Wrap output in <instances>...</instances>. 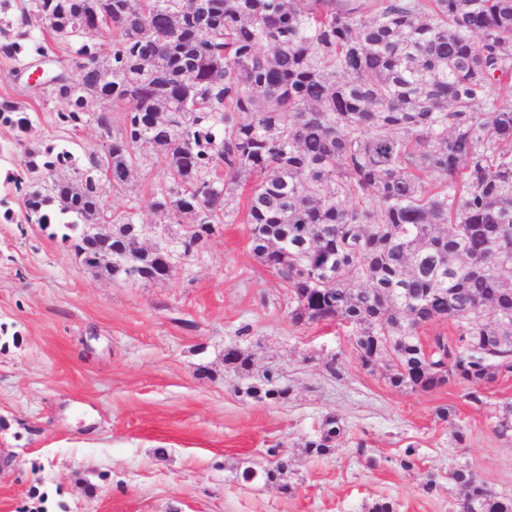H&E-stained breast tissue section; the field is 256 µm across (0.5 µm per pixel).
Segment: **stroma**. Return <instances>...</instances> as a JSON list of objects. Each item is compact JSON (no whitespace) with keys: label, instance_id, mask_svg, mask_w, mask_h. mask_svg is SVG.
<instances>
[{"label":"stroma","instance_id":"1","mask_svg":"<svg viewBox=\"0 0 512 512\" xmlns=\"http://www.w3.org/2000/svg\"><path fill=\"white\" fill-rule=\"evenodd\" d=\"M23 160L0 126V512H367L382 498L396 512H455L448 472L460 465L512 496V442L494 433L512 376L489 384L481 407L464 384L393 387L384 366H362L345 327L291 321L287 286L240 222L170 280L112 279L58 226L24 221L7 181ZM231 344L251 351L249 377L225 370ZM269 367L287 401L246 395ZM329 415L343 437L305 454ZM279 455L288 490L241 482Z\"/></svg>","mask_w":512,"mask_h":512}]
</instances>
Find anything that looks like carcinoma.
<instances>
[{"label": "carcinoma", "instance_id": "1", "mask_svg": "<svg viewBox=\"0 0 512 512\" xmlns=\"http://www.w3.org/2000/svg\"><path fill=\"white\" fill-rule=\"evenodd\" d=\"M105 28L118 33L109 44ZM0 60L28 99L0 103L19 144L49 101L62 104L58 132L102 130L82 156L25 145L24 175L10 179L26 223L62 226L85 266L126 282L156 268L132 228L139 203L116 213L106 198L146 144L159 223L197 224L206 240L248 183L250 248L268 268L288 265L291 320L349 328L362 364L384 362L392 386L472 385L483 406L476 387L512 374V0H0ZM87 224L112 231L91 237ZM107 250L124 256L102 265ZM448 319L457 337L424 344L420 329ZM252 365L250 351L224 348L225 369ZM247 395L280 402L289 389L270 371ZM343 431L325 419L307 454L329 453ZM494 432L512 439V404ZM288 466L240 479L286 488ZM450 483L456 512H512L466 466Z\"/></svg>", "mask_w": 512, "mask_h": 512}]
</instances>
